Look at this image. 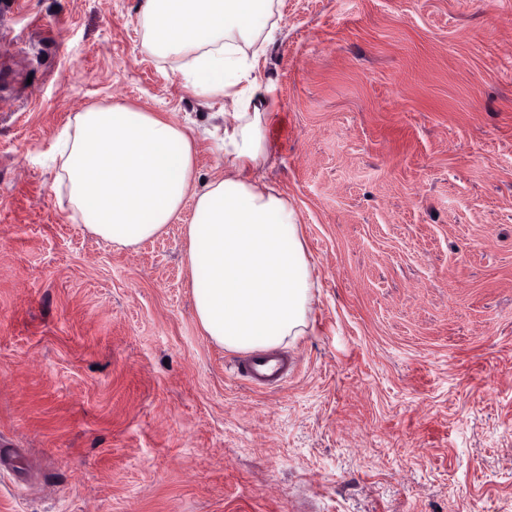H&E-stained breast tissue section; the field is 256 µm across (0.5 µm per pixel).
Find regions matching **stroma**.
<instances>
[{"label": "stroma", "mask_w": 512, "mask_h": 512, "mask_svg": "<svg viewBox=\"0 0 512 512\" xmlns=\"http://www.w3.org/2000/svg\"><path fill=\"white\" fill-rule=\"evenodd\" d=\"M144 0H0V512H512V0H276L265 178L319 286L255 389L184 226L118 249L51 158L79 112L224 100L139 51ZM240 374L259 386L278 385L288 373V361L279 356H253L240 367Z\"/></svg>", "instance_id": "1"}]
</instances>
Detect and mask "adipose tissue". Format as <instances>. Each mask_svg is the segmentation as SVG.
Here are the masks:
<instances>
[{
  "label": "adipose tissue",
  "instance_id": "1",
  "mask_svg": "<svg viewBox=\"0 0 512 512\" xmlns=\"http://www.w3.org/2000/svg\"><path fill=\"white\" fill-rule=\"evenodd\" d=\"M274 13L275 0H146L139 18L141 53L177 60L194 93L223 97V176L198 184L196 142L154 112L89 109L60 136L70 206L113 245L159 236L193 204L185 235L196 319L242 352L303 335L318 286L297 209L261 175L276 103L258 68Z\"/></svg>",
  "mask_w": 512,
  "mask_h": 512
}]
</instances>
